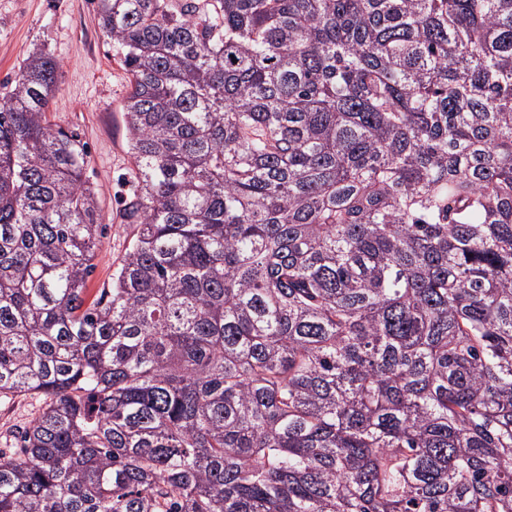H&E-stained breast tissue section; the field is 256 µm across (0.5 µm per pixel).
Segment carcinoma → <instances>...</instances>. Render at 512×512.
Listing matches in <instances>:
<instances>
[{"mask_svg":"<svg viewBox=\"0 0 512 512\" xmlns=\"http://www.w3.org/2000/svg\"><path fill=\"white\" fill-rule=\"evenodd\" d=\"M135 225L88 299L59 63L0 103V512H512V0H92ZM44 397L37 394H15L0 397V450L6 453L17 448V436L44 409Z\"/></svg>","mask_w":512,"mask_h":512,"instance_id":"1","label":"carcinoma"}]
</instances>
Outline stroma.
I'll return each mask as SVG.
<instances>
[{"instance_id": "35a3bbf8", "label": "stroma", "mask_w": 512, "mask_h": 512, "mask_svg": "<svg viewBox=\"0 0 512 512\" xmlns=\"http://www.w3.org/2000/svg\"><path fill=\"white\" fill-rule=\"evenodd\" d=\"M37 48L60 64L50 122L79 132L90 150L87 174L99 191L105 226L88 280L94 291L111 280L134 234L120 217L121 200L132 185L123 117L128 76L97 25L91 0H0V82L15 77ZM44 407L37 394L0 397V450L12 452L18 433Z\"/></svg>"}]
</instances>
